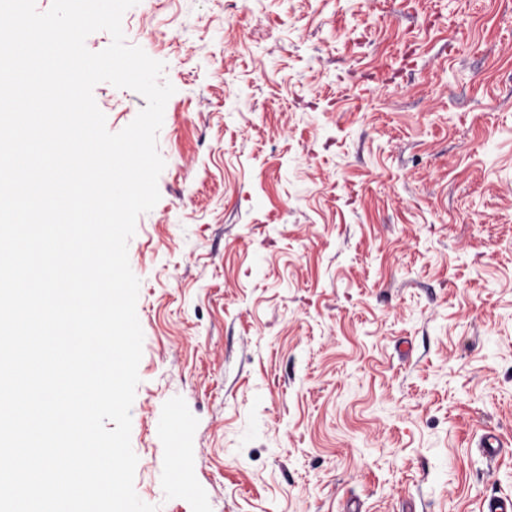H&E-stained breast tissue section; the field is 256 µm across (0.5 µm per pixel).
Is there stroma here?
I'll list each match as a JSON object with an SVG mask.
<instances>
[{"instance_id": "obj_1", "label": "stroma", "mask_w": 512, "mask_h": 512, "mask_svg": "<svg viewBox=\"0 0 512 512\" xmlns=\"http://www.w3.org/2000/svg\"><path fill=\"white\" fill-rule=\"evenodd\" d=\"M122 28L175 88L128 243L138 497L512 494V452L479 448L512 437V0H139ZM93 95L113 133L146 105Z\"/></svg>"}]
</instances>
